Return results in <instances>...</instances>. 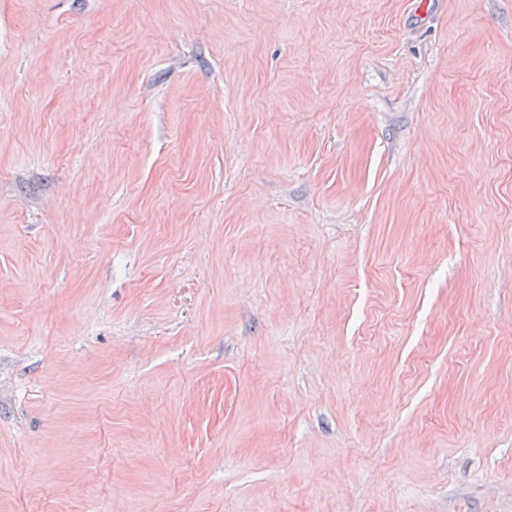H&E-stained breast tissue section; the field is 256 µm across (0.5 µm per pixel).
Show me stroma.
I'll list each match as a JSON object with an SVG mask.
<instances>
[{"mask_svg": "<svg viewBox=\"0 0 512 512\" xmlns=\"http://www.w3.org/2000/svg\"><path fill=\"white\" fill-rule=\"evenodd\" d=\"M0 0V512H512V0Z\"/></svg>", "mask_w": 512, "mask_h": 512, "instance_id": "35a3bbf8", "label": "stroma"}]
</instances>
